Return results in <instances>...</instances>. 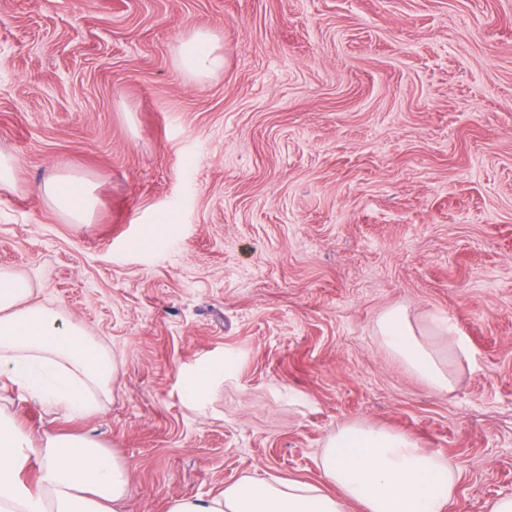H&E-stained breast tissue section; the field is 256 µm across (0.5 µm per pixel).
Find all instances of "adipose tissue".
I'll return each instance as SVG.
<instances>
[{
  "mask_svg": "<svg viewBox=\"0 0 512 512\" xmlns=\"http://www.w3.org/2000/svg\"><path fill=\"white\" fill-rule=\"evenodd\" d=\"M182 71L198 79L224 71V53L197 31L177 48ZM40 192L71 223H89L96 207L92 182L56 174ZM24 277L0 271V391L21 387L36 401L72 418L97 409L114 376L108 352L70 315L30 304ZM390 355L427 386L447 391L440 355L418 336L406 311L377 322ZM37 467L36 487L23 475ZM319 466L334 493L293 480L245 476L208 497H180L169 512H447L459 473L412 437L364 423L330 436ZM130 485L125 461L87 434L33 438L0 410V512H119Z\"/></svg>",
  "mask_w": 512,
  "mask_h": 512,
  "instance_id": "obj_1",
  "label": "adipose tissue"
}]
</instances>
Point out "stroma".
<instances>
[{
  "instance_id": "1",
  "label": "stroma",
  "mask_w": 512,
  "mask_h": 512,
  "mask_svg": "<svg viewBox=\"0 0 512 512\" xmlns=\"http://www.w3.org/2000/svg\"><path fill=\"white\" fill-rule=\"evenodd\" d=\"M199 30L224 49L204 81L176 57ZM1 150L0 271L117 372L83 418L17 389L0 406L122 458V512L322 484L350 422L458 468L449 512L512 494V0H0ZM55 173L96 185L90 223L42 197ZM394 306L465 341L453 391L386 351ZM235 367L234 359L225 355L224 359L212 361L202 370L192 374L190 386L187 390V399L192 403L200 401L214 380L231 374Z\"/></svg>"
}]
</instances>
